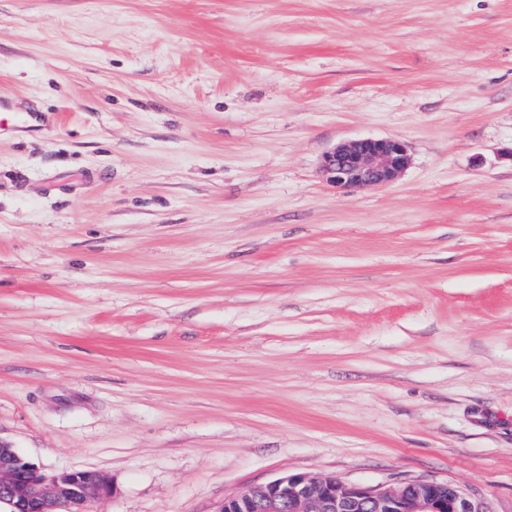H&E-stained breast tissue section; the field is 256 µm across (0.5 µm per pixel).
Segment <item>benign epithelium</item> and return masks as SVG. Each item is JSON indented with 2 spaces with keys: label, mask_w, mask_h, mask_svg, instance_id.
Returning a JSON list of instances; mask_svg holds the SVG:
<instances>
[{
  "label": "benign epithelium",
  "mask_w": 512,
  "mask_h": 512,
  "mask_svg": "<svg viewBox=\"0 0 512 512\" xmlns=\"http://www.w3.org/2000/svg\"><path fill=\"white\" fill-rule=\"evenodd\" d=\"M397 138H367L324 154L322 172L343 189H369L396 180L410 165ZM113 493L94 470L47 474L0 440V505L6 512H92ZM220 512H493L488 504L450 482L407 480L397 487L345 483L334 476L293 473L224 500Z\"/></svg>",
  "instance_id": "7a95c632"
}]
</instances>
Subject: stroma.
<instances>
[{"label":"stroma","mask_w":512,"mask_h":512,"mask_svg":"<svg viewBox=\"0 0 512 512\" xmlns=\"http://www.w3.org/2000/svg\"><path fill=\"white\" fill-rule=\"evenodd\" d=\"M0 98L1 441L93 512H512V0H0ZM381 137L400 179L323 176ZM407 146L397 138H367L338 145L324 154L322 172L343 189H369L396 180L410 165ZM219 512H492L450 482L407 480L397 487L293 473L225 499Z\"/></svg>","instance_id":"35a3bbf8"}]
</instances>
